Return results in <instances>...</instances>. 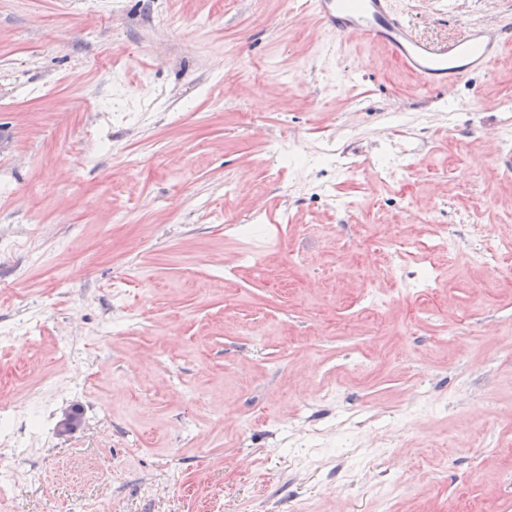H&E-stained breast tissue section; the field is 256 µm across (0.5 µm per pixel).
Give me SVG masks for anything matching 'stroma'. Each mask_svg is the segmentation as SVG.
Segmentation results:
<instances>
[{"mask_svg": "<svg viewBox=\"0 0 512 512\" xmlns=\"http://www.w3.org/2000/svg\"><path fill=\"white\" fill-rule=\"evenodd\" d=\"M397 7L434 45L500 22L495 73L420 88L289 0H0V334L43 316L0 373L24 361L6 393L44 422L9 425L0 512H375L400 475L395 512H512V266L466 259L474 218L512 236L491 137L512 124V0ZM400 130L411 155L371 182ZM285 139L311 155L272 169ZM404 218L457 246L435 282L393 281L375 329L357 256Z\"/></svg>", "mask_w": 512, "mask_h": 512, "instance_id": "obj_1", "label": "stroma"}]
</instances>
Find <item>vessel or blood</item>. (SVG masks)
Here are the masks:
<instances>
[{"mask_svg": "<svg viewBox=\"0 0 512 512\" xmlns=\"http://www.w3.org/2000/svg\"><path fill=\"white\" fill-rule=\"evenodd\" d=\"M307 8L338 38L386 46L430 89L474 74H491L505 47L496 29L469 25L456 40L432 47L414 36L393 10L392 0H308Z\"/></svg>", "mask_w": 512, "mask_h": 512, "instance_id": "b4317fda", "label": "vessel or blood"}]
</instances>
